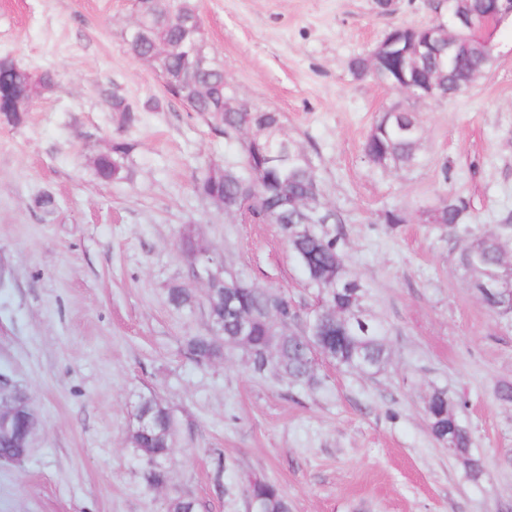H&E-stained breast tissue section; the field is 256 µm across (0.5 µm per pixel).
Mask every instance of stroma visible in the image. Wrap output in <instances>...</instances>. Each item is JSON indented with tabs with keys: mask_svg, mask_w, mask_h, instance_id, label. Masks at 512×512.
Returning a JSON list of instances; mask_svg holds the SVG:
<instances>
[{
	"mask_svg": "<svg viewBox=\"0 0 512 512\" xmlns=\"http://www.w3.org/2000/svg\"><path fill=\"white\" fill-rule=\"evenodd\" d=\"M430 0H198L224 76L279 112L319 165L348 268L373 288L390 329L376 377L320 360L319 383L252 374L241 347L196 364L188 337L208 334L206 288L190 273L182 233L259 288L315 305L278 225L224 216L194 184L238 163L239 141L173 101L133 125L112 94L140 105L163 95L154 70L127 53L131 0H0V59L55 72L54 90L18 125L0 121V371L24 386L40 428L30 455L0 466V512H167L196 497L205 512H248L247 485L276 483L291 512H512V319L490 314L459 264L472 238L512 249V21L494 34V64L460 95L416 102L349 62L397 25L433 18ZM400 103L423 133L422 163L380 168L364 143ZM122 139L120 179L94 160ZM453 193L469 204L447 232L413 214ZM49 194L53 214L34 200ZM409 219L383 224L385 208ZM190 288V310L167 291ZM447 391L472 437V479L455 449L429 434L423 406ZM154 395L177 425L167 484L146 491L130 444L132 410ZM224 472L216 474V458Z\"/></svg>",
	"mask_w": 512,
	"mask_h": 512,
	"instance_id": "stroma-1",
	"label": "stroma"
}]
</instances>
